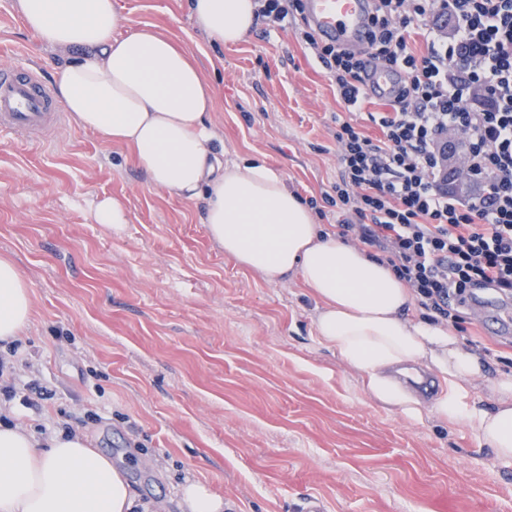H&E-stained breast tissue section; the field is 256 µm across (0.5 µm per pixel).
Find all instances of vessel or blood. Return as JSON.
I'll use <instances>...</instances> for the list:
<instances>
[{
	"label": "vessel or blood",
	"mask_w": 512,
	"mask_h": 512,
	"mask_svg": "<svg viewBox=\"0 0 512 512\" xmlns=\"http://www.w3.org/2000/svg\"><path fill=\"white\" fill-rule=\"evenodd\" d=\"M367 10V0H306V14L316 31L350 46L365 41ZM394 87L390 70L370 67L366 85L370 94L387 93ZM64 118L39 66L27 60L0 69V131L33 139L54 130Z\"/></svg>",
	"instance_id": "obj_1"
}]
</instances>
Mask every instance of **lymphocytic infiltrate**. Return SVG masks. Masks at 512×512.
Returning <instances> with one entry per match:
<instances>
[{
  "mask_svg": "<svg viewBox=\"0 0 512 512\" xmlns=\"http://www.w3.org/2000/svg\"><path fill=\"white\" fill-rule=\"evenodd\" d=\"M269 25L296 36L336 85L339 174L323 199L336 210L339 237L376 253L410 289L423 316L461 329L483 290L512 305V0H370L365 55L320 41L303 0H257ZM451 15L450 36L437 20ZM420 35L423 52L410 45ZM397 71L382 112L369 113L371 139L353 114L369 94L367 60ZM460 132L475 187L448 189L438 155Z\"/></svg>",
  "mask_w": 512,
  "mask_h": 512,
  "instance_id": "obj_1",
  "label": "lymphocytic infiltrate"
}]
</instances>
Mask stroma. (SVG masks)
Segmentation results:
<instances>
[{"label":"stroma","instance_id":"obj_1","mask_svg":"<svg viewBox=\"0 0 512 512\" xmlns=\"http://www.w3.org/2000/svg\"><path fill=\"white\" fill-rule=\"evenodd\" d=\"M128 26L179 39L216 93L208 121L228 160L280 171L301 197L336 179V88L293 29L258 21L240 43L197 28L190 0H119ZM38 63L54 83L64 58L0 0V67ZM129 224L96 223L101 197ZM203 200L152 188L126 149L67 118L27 142L0 132V255L27 279L33 313L0 395L9 422L44 442L65 428L123 461L137 497L183 512L181 487L206 483L229 512H512V458L469 424L433 412L444 383L418 393L414 418L367 394L316 337L299 279L270 285L226 257L201 222ZM465 326L486 362L470 386L512 373V339L488 315ZM53 399L28 407L29 381Z\"/></svg>","mask_w":512,"mask_h":512}]
</instances>
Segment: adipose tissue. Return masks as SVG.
<instances>
[{
	"label": "adipose tissue",
	"instance_id": "1",
	"mask_svg": "<svg viewBox=\"0 0 512 512\" xmlns=\"http://www.w3.org/2000/svg\"><path fill=\"white\" fill-rule=\"evenodd\" d=\"M24 25L67 59L55 94L104 144L124 147L151 186L185 201L203 196L210 241L225 256L278 284L297 275L317 300L318 340L363 377L388 407L419 415V403L391 368L413 363L447 385L434 409L474 425L498 456L512 457V375L493 382L494 410L470 398L480 357L451 331L404 318L412 296L392 270L315 224L278 171L230 162L207 118L215 91L181 43L149 28L124 31L116 0H17ZM196 26L225 44L257 21L256 0H191ZM32 315L29 284L0 258V344L24 336ZM131 491L125 471L78 433L38 442L23 425L0 422V512H155Z\"/></svg>",
	"mask_w": 512,
	"mask_h": 512
}]
</instances>
